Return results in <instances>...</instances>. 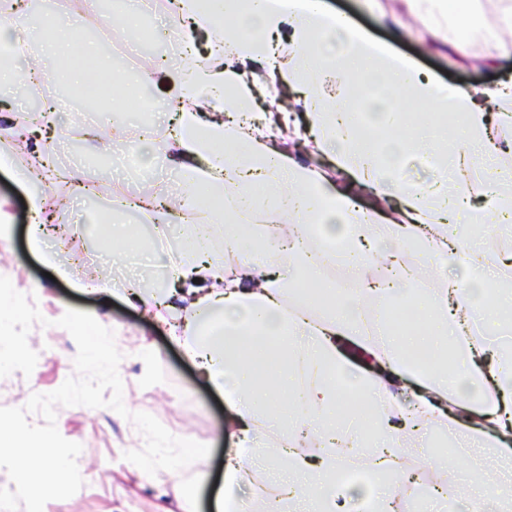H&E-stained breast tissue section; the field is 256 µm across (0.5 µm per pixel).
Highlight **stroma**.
Returning <instances> with one entry per match:
<instances>
[{"mask_svg":"<svg viewBox=\"0 0 512 512\" xmlns=\"http://www.w3.org/2000/svg\"><path fill=\"white\" fill-rule=\"evenodd\" d=\"M326 6L348 13L371 36L385 40L398 25L409 33L394 42V49L408 57L426 77L452 86L495 87L512 81V54L496 55L483 39V28L495 24L506 0H482L481 18L468 44L467 56L449 60L433 50V38L422 21L411 15L404 0H324ZM494 65H487V58ZM29 149L15 146L12 168L0 169V225L12 228L0 239V276L8 277L15 289L35 303L46 325H34L29 346L38 354L31 375L14 372L0 378V407H22L35 393L56 390L74 375L77 345L57 321L67 309L91 313L113 330L123 358L119 375L123 402L133 413L154 416L170 433L210 445L206 464L181 470L179 478L165 471L146 477L143 470L124 459V452L142 449L145 440L136 426L109 408L60 406L56 425L67 440L80 443L77 458L83 479L80 490L70 498L48 501L43 512H214L213 490L224 468V457L233 446L230 410L212 389L199 379L196 369L173 342L165 326L147 313L134 309L118 297L81 292L77 283L108 271L111 254L104 247V232L94 223L106 198L84 200L71 211L80 226L68 245L59 247L58 259L68 278H48L44 264L27 244L29 222L26 195L13 177V167L24 164ZM112 145L107 136L93 142L73 140L59 143L54 161L62 168H79L83 174L112 186ZM449 471L431 468L428 460L411 453L402 458L404 468L444 484L449 473L471 472L474 480L494 489V470L472 467L465 454L448 458Z\"/></svg>","mask_w":512,"mask_h":512,"instance_id":"35a3bbf8","label":"stroma"}]
</instances>
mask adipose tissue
<instances>
[{"instance_id": "adipose-tissue-1", "label": "adipose tissue", "mask_w": 512, "mask_h": 512, "mask_svg": "<svg viewBox=\"0 0 512 512\" xmlns=\"http://www.w3.org/2000/svg\"><path fill=\"white\" fill-rule=\"evenodd\" d=\"M406 2L432 34L454 22L456 35L443 46L462 54L478 0ZM176 22L209 34L206 54L190 43L180 62L137 73L141 88L167 87L173 126L133 140L116 121L111 139L142 169L162 163L179 181L169 195L114 199L107 216L124 243L131 239L121 217L129 211L157 234L175 233L168 277L182 287L103 274L86 288L155 307L229 405L235 453L224 463L216 512H247L238 491L259 460L288 470L268 490L266 512H284L294 500L302 512H400L420 485L400 466V440L424 438L432 423L448 424L475 461L497 465L502 485L490 496L455 484L433 486L430 495L444 498L448 512H471L477 498L484 512H512V286L501 279L512 249L470 246L512 237V194L474 205L469 178L488 157L512 155V86L452 87L424 77L323 0H178ZM35 28L47 30L39 46L56 69L4 60L0 84L19 99L44 82L85 83L80 60L98 52L73 51L71 17L0 8V34L11 46ZM282 35L291 49L279 63L273 39ZM268 61L274 84L298 93L315 151L339 181L290 154L286 143L298 132L292 113L255 111L249 68ZM365 84L388 92L366 112L357 95ZM407 94L430 106L410 134L399 108ZM411 156L430 163L431 182L405 178ZM14 178L27 192L30 245L43 251L54 218L42 171L18 169ZM258 182L264 194L253 192ZM412 253L436 268L429 287H418L406 264ZM378 256L386 275L367 284L376 309L323 278L325 264L365 268ZM298 286L317 292L323 309L289 307L288 290ZM402 305L416 315L399 332L387 312ZM367 414L376 415L379 432L366 433ZM308 435L320 452L300 447ZM357 453L391 476L358 501L339 476L342 461Z\"/></svg>"}]
</instances>
